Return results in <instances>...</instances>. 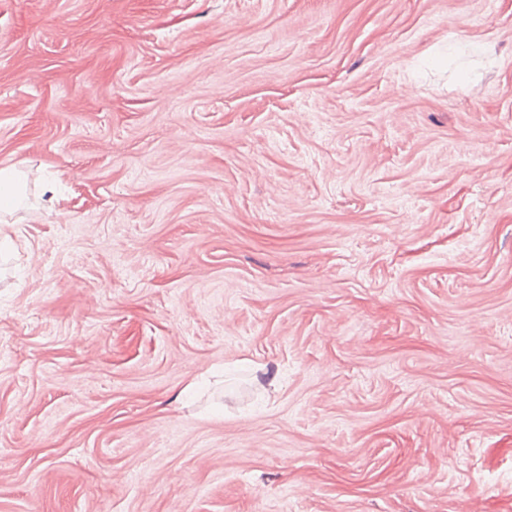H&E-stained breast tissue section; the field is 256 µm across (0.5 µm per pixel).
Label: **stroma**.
I'll return each instance as SVG.
<instances>
[{"instance_id": "35a3bbf8", "label": "stroma", "mask_w": 512, "mask_h": 512, "mask_svg": "<svg viewBox=\"0 0 512 512\" xmlns=\"http://www.w3.org/2000/svg\"><path fill=\"white\" fill-rule=\"evenodd\" d=\"M0 512H512V0H0ZM23 172L13 165L0 167V213L9 212L19 207V190Z\"/></svg>"}]
</instances>
